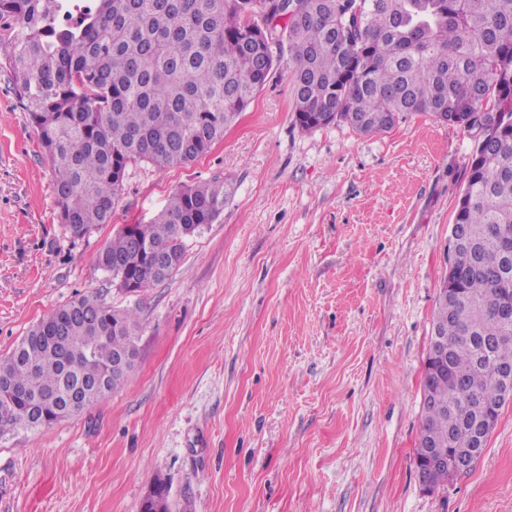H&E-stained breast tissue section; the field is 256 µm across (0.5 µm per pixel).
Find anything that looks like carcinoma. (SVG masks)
Returning <instances> with one entry per match:
<instances>
[{
  "mask_svg": "<svg viewBox=\"0 0 512 512\" xmlns=\"http://www.w3.org/2000/svg\"><path fill=\"white\" fill-rule=\"evenodd\" d=\"M268 0H88L77 20L56 22L58 0H0V70L41 131L54 171L61 223L82 236L112 219L127 168L137 162L187 165L224 139L285 56L293 65L294 124L312 131L343 122L362 135L391 129L404 113L426 112L467 131L489 103L487 126L466 168L454 223L465 242L448 249V274L433 323L448 327L455 384L431 383L437 406H424L421 431L448 436L474 418L468 397L498 404L501 383L479 367L475 336L512 335L490 297L512 282L498 267L491 228L512 224V0H297L270 36ZM232 194L213 181L175 191L146 224L121 229L98 267L138 290L180 267L188 230L212 224ZM153 252L127 264L132 237ZM62 327L67 360L47 337ZM131 311L83 296L47 314L5 357L0 387L16 404L0 426L34 428V413L74 398L94 404L121 388L129 371L112 370V352L136 343Z\"/></svg>",
  "mask_w": 512,
  "mask_h": 512,
  "instance_id": "1",
  "label": "carcinoma"
}]
</instances>
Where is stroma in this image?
I'll return each instance as SVG.
<instances>
[{"label": "stroma", "instance_id": "stroma-1", "mask_svg": "<svg viewBox=\"0 0 512 512\" xmlns=\"http://www.w3.org/2000/svg\"><path fill=\"white\" fill-rule=\"evenodd\" d=\"M281 61L191 164L139 162L110 223L58 217L38 128L0 71V356L84 295L135 312L123 388L0 436V512H512V402L486 450L424 491L422 372L471 134L427 113L364 136L293 121ZM231 183L182 265L128 294L97 265L113 234L183 186Z\"/></svg>", "mask_w": 512, "mask_h": 512}]
</instances>
